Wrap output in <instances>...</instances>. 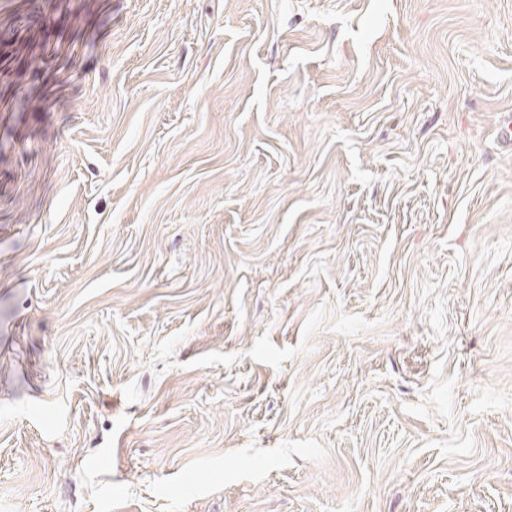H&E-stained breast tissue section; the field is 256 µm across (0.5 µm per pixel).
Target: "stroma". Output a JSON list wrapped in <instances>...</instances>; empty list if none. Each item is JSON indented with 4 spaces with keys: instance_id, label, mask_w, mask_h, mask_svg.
Returning <instances> with one entry per match:
<instances>
[{
    "instance_id": "stroma-1",
    "label": "stroma",
    "mask_w": 512,
    "mask_h": 512,
    "mask_svg": "<svg viewBox=\"0 0 512 512\" xmlns=\"http://www.w3.org/2000/svg\"><path fill=\"white\" fill-rule=\"evenodd\" d=\"M512 0H0V512H512Z\"/></svg>"
}]
</instances>
